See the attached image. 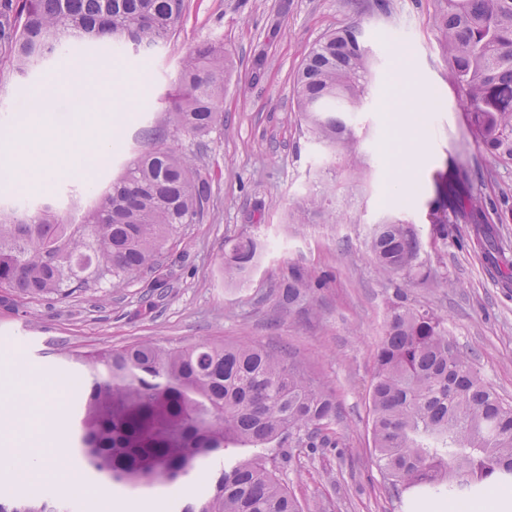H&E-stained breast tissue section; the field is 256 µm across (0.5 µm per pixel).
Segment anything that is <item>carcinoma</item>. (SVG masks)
Segmentation results:
<instances>
[{
  "mask_svg": "<svg viewBox=\"0 0 512 512\" xmlns=\"http://www.w3.org/2000/svg\"><path fill=\"white\" fill-rule=\"evenodd\" d=\"M185 0H0V58L24 77L69 42L155 45L171 39ZM432 27L448 54L473 141L512 163V0H442ZM371 55L356 26L327 34L309 50L294 80L296 112L323 143L354 140ZM224 46L206 43L183 59L169 96L167 127L143 131L157 144L133 157L80 214L50 203L0 207V308L47 297L118 288L155 272L164 245L197 224L210 201L209 174L175 147L169 133L203 138L223 123ZM448 239L464 220L492 236L485 208L452 178L430 201ZM387 278H429L422 243L400 220L378 224L369 243ZM225 275L246 276L257 245L224 242ZM486 258L512 279V259L493 246ZM323 279L294 276L280 291L288 309L311 303ZM81 365L77 447L72 455L99 474L134 484L175 485L219 455L207 491L180 512H302L277 468L294 448H323L336 400L303 366L258 342L165 346L142 341L76 356ZM376 464L389 492L412 507L442 509L478 501L512 483V404L486 385L427 309L393 306L377 354L371 394ZM276 448L269 456L258 449ZM0 512H61L40 497L5 495Z\"/></svg>",
  "mask_w": 512,
  "mask_h": 512,
  "instance_id": "1",
  "label": "carcinoma"
}]
</instances>
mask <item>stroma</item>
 Segmentation results:
<instances>
[{
	"label": "stroma",
	"mask_w": 512,
	"mask_h": 512,
	"mask_svg": "<svg viewBox=\"0 0 512 512\" xmlns=\"http://www.w3.org/2000/svg\"><path fill=\"white\" fill-rule=\"evenodd\" d=\"M440 0H187L175 39L144 49L125 44L99 58L95 49L63 52L49 77H15L0 61V165L16 162L13 138L27 123L34 87L75 82L91 64L116 75L92 112L76 111L60 96L52 113L57 127L84 137L107 126L110 150L92 179L59 166L50 188L29 184L23 195L0 186V203L52 199L71 211L94 189L116 178L124 163L144 150L142 131L164 121L181 59L199 44L223 43L224 122L208 138L175 142L212 176L209 206L199 223L169 243L157 274L132 275L122 287L68 299L32 302L19 313L0 312V370L25 360L41 378L57 384L62 423L55 444L68 450L77 387L66 353H83L152 340L163 345L252 340L302 362L336 395L338 447L299 448L277 475L303 512H406L392 497L375 464L371 391L387 310L392 303L429 309L484 381L512 404V281L485 258L490 244L512 251V222L494 227L493 241L470 224L451 225L447 239L425 222L439 174L468 170L473 196L512 207V166L487 155L470 138L448 57L431 26ZM355 25L375 61L370 93L353 121L349 148L330 150L314 140L295 110L293 79L311 47L327 33ZM408 52L415 94L437 100L428 115L419 188L408 202L388 194L393 171L388 155L401 131L386 103L394 91L397 53ZM363 162L365 176L351 178L347 153ZM327 193L325 211L295 221L314 191ZM412 224L422 260L436 273L427 286L416 279L390 281L377 271L369 249L376 225L392 219ZM251 237L258 260L247 279L224 277V242ZM327 280L310 311L288 312L279 291L293 272ZM164 287H156L155 279ZM93 480L131 512L164 500L195 499L207 488L206 472L179 490L133 488L104 475Z\"/></svg>",
	"instance_id": "35a3bbf8"
}]
</instances>
